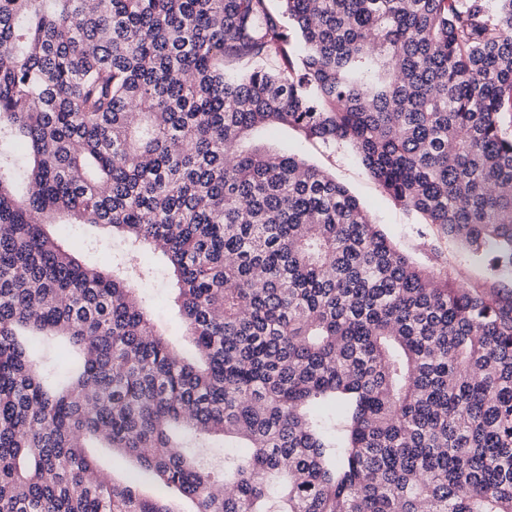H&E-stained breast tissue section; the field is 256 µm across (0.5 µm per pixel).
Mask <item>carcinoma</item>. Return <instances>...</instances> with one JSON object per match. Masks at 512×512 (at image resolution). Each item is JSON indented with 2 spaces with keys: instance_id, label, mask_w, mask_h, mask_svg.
Instances as JSON below:
<instances>
[{
  "instance_id": "carcinoma-1",
  "label": "carcinoma",
  "mask_w": 512,
  "mask_h": 512,
  "mask_svg": "<svg viewBox=\"0 0 512 512\" xmlns=\"http://www.w3.org/2000/svg\"><path fill=\"white\" fill-rule=\"evenodd\" d=\"M0 0V512H512V290L400 253L287 126L512 278V0ZM166 257L79 264L45 225ZM67 340L65 365L30 352ZM221 435L224 475L175 439ZM64 233L69 237L72 254L83 264L101 265L106 256L112 258V255H115L118 258L129 260L131 263L152 266L155 269V276L148 284L146 294L153 315L162 324L176 350H189L190 344L186 335L184 319L174 303L176 280L165 258L160 253L130 252L126 255V248L121 237L117 236L113 241L112 237L101 241V232L88 225L73 224L70 226V234L66 232V229ZM87 446L89 453L96 458L99 465L105 470L112 471L117 480L126 479L136 471V466L130 458L119 453H112L111 448H102L99 441L95 439L88 440Z\"/></svg>"
}]
</instances>
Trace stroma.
I'll return each instance as SVG.
<instances>
[{
  "label": "stroma",
  "mask_w": 512,
  "mask_h": 512,
  "mask_svg": "<svg viewBox=\"0 0 512 512\" xmlns=\"http://www.w3.org/2000/svg\"><path fill=\"white\" fill-rule=\"evenodd\" d=\"M256 144L273 153L294 152L335 177L357 198L372 222L401 253L427 269L447 270L456 287L500 288L506 285V278L492 270L488 260L474 257L459 241L441 236L435 227L422 223L419 216L406 211L388 196L350 148L306 139L293 128L274 131L258 138ZM69 240L72 254L87 265L102 264L105 257L114 255L152 266L155 276L146 294L153 315L176 350H189L184 319L174 303L176 281L161 254L127 252L122 239H102L99 231L83 224L71 226Z\"/></svg>",
  "instance_id": "1"
}]
</instances>
